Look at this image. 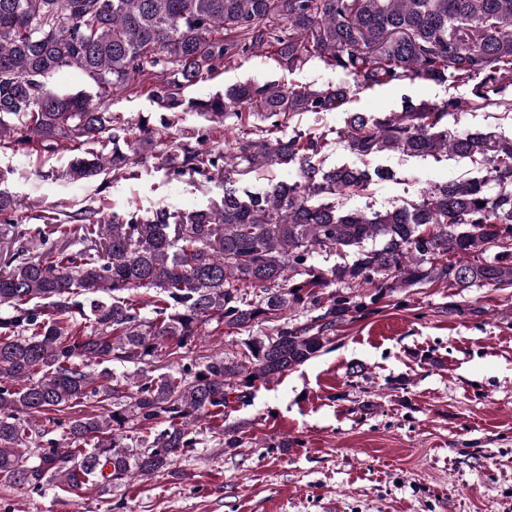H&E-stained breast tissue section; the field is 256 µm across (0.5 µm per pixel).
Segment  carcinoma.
<instances>
[{
  "instance_id": "carcinoma-1",
  "label": "carcinoma",
  "mask_w": 512,
  "mask_h": 512,
  "mask_svg": "<svg viewBox=\"0 0 512 512\" xmlns=\"http://www.w3.org/2000/svg\"><path fill=\"white\" fill-rule=\"evenodd\" d=\"M276 56L290 71L313 58L375 88L405 81L472 86L469 104H495L512 87V0H0V152L37 143L54 153L68 141L65 176L90 181L131 175L155 157L168 126L187 106L209 122L263 112L272 134L299 112L346 111V81L318 87L236 84L207 100L184 101V89L226 63ZM174 66L155 90L172 114L155 129L121 139L127 122L108 102L135 77ZM75 67L94 91L60 93L48 84ZM98 104L92 105V98ZM457 98L406 99L382 118L350 113L347 142L359 156L397 149L412 156L470 159L487 176L435 185L420 200L385 212L342 211L322 196L366 191L380 169L325 171L311 163L324 134L235 137V165L300 166L301 180L276 182L263 195L224 175V156L203 140L169 145L156 166L175 175L204 174L223 183L218 202L191 212L160 209L100 224L91 210L79 224L43 217L29 256L4 242L0 266V480L41 490L110 494L134 478L170 469L199 445L202 418L224 413L226 390L241 391L316 357L338 327L401 288H512V137L479 129L451 132ZM22 200L0 191L3 222ZM375 242L366 250L363 244ZM349 249L336 269L343 290L324 292L327 273L308 260L316 249ZM367 287L356 294L352 289ZM155 289L156 318L140 315L129 293ZM105 293L108 298L96 297ZM312 313L283 322L273 336H250L231 357L215 356L179 375L154 377L145 365L159 346L181 359L206 325L248 329L289 310ZM140 366L130 383L117 369ZM95 409L67 410L89 399ZM67 417L73 448H26L36 418ZM146 435L131 447L119 433Z\"/></svg>"
}]
</instances>
